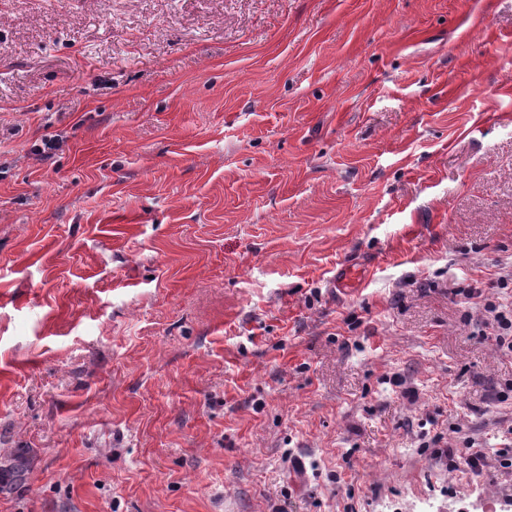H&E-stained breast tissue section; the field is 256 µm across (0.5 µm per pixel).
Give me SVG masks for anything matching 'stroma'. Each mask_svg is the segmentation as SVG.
Here are the masks:
<instances>
[{"label": "stroma", "instance_id": "35a3bbf8", "mask_svg": "<svg viewBox=\"0 0 512 512\" xmlns=\"http://www.w3.org/2000/svg\"><path fill=\"white\" fill-rule=\"evenodd\" d=\"M508 262L512 0H0V512H512ZM466 295L468 299H480L473 303L482 314L480 336L496 349L512 353V302L490 300L478 288H468Z\"/></svg>", "mask_w": 512, "mask_h": 512}]
</instances>
